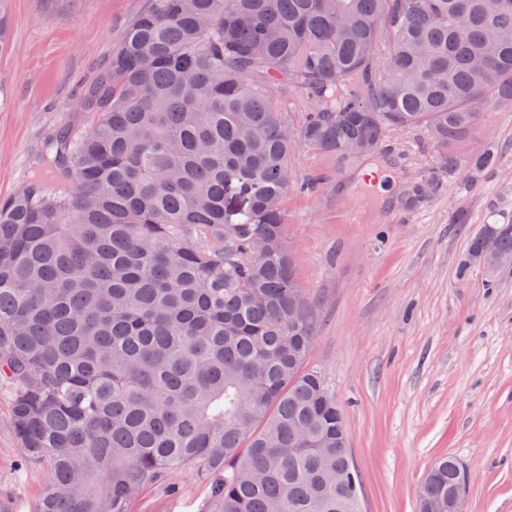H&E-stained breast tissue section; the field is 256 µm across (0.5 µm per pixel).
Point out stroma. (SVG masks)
Returning <instances> with one entry per match:
<instances>
[{"mask_svg":"<svg viewBox=\"0 0 512 512\" xmlns=\"http://www.w3.org/2000/svg\"><path fill=\"white\" fill-rule=\"evenodd\" d=\"M148 0H7L0 50V202L20 192L49 137L87 128L80 93ZM490 146L497 168L461 165L416 209L399 197L432 164L420 130L400 135L391 163H337L300 150L298 180L315 194L286 201L298 278L318 313L309 363L336 395L362 478L363 512H417L422 480L443 455L470 473L465 512H512V265L461 270L486 224H512V103L450 142L467 158ZM0 377V486L30 512L49 477L27 461ZM144 490L132 512H197L207 489L190 474Z\"/></svg>","mask_w":512,"mask_h":512,"instance_id":"1","label":"stroma"}]
</instances>
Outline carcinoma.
I'll use <instances>...</instances> for the list:
<instances>
[{
    "instance_id": "cac0c4a2",
    "label": "carcinoma",
    "mask_w": 512,
    "mask_h": 512,
    "mask_svg": "<svg viewBox=\"0 0 512 512\" xmlns=\"http://www.w3.org/2000/svg\"><path fill=\"white\" fill-rule=\"evenodd\" d=\"M512 102V0H150L83 93L88 129L51 137L0 204V375L33 512H131L192 473L199 512H361L343 415L309 365L314 305L285 201L301 147L384 156L424 128L448 142ZM476 168L498 165L487 147ZM512 256L489 225L466 264ZM459 462L420 489L448 512Z\"/></svg>"
}]
</instances>
